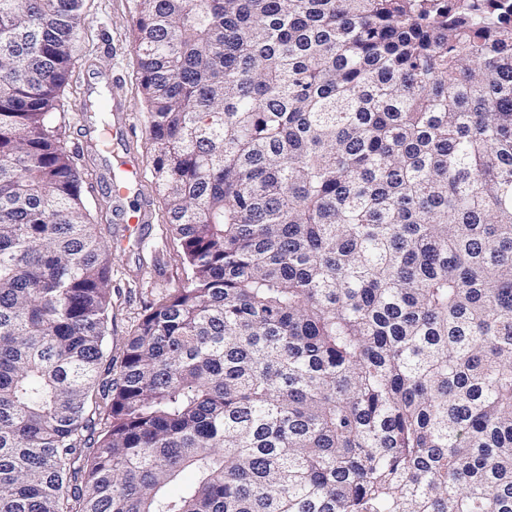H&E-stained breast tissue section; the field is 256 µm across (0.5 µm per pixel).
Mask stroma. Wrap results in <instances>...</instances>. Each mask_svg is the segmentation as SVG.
<instances>
[{
  "label": "stroma",
  "instance_id": "1",
  "mask_svg": "<svg viewBox=\"0 0 512 512\" xmlns=\"http://www.w3.org/2000/svg\"><path fill=\"white\" fill-rule=\"evenodd\" d=\"M88 27L65 90L69 122L66 144L80 146V134L92 123L82 115L83 102L92 82L112 77V94L129 111L127 137L115 138L108 150L82 148L83 195L96 223L105 230L121 232L112 206V168L118 161L133 159L143 177L135 192L124 201L131 208L139 201L150 203L154 221L128 248L112 250V310L104 345L106 357L121 360L128 337L150 302L172 292L186 277L183 248L166 222L164 202L152 184L153 151L148 140L145 106L139 90L136 53L131 35L129 0H84Z\"/></svg>",
  "mask_w": 512,
  "mask_h": 512
}]
</instances>
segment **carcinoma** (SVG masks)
Returning a JSON list of instances; mask_svg holds the SVG:
<instances>
[{
	"label": "carcinoma",
	"mask_w": 512,
	"mask_h": 512,
	"mask_svg": "<svg viewBox=\"0 0 512 512\" xmlns=\"http://www.w3.org/2000/svg\"><path fill=\"white\" fill-rule=\"evenodd\" d=\"M130 14L188 272L116 365L84 0H0V512H512V0Z\"/></svg>",
	"instance_id": "carcinoma-1"
}]
</instances>
